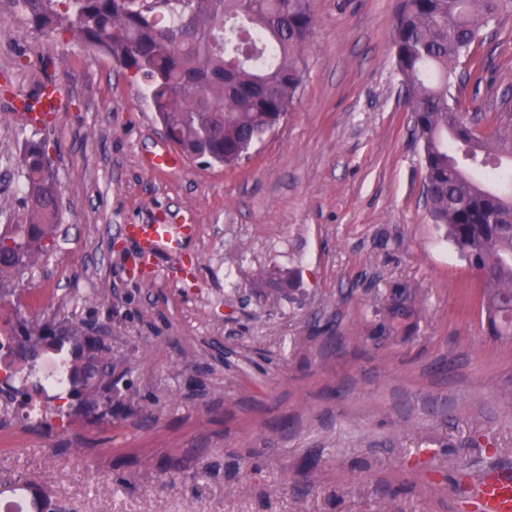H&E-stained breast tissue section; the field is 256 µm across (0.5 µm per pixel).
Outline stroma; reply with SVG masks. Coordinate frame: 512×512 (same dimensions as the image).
<instances>
[{
  "label": "stroma",
  "instance_id": "obj_1",
  "mask_svg": "<svg viewBox=\"0 0 512 512\" xmlns=\"http://www.w3.org/2000/svg\"><path fill=\"white\" fill-rule=\"evenodd\" d=\"M395 6L311 0L287 119L235 168L163 171L145 163L165 138L144 81L0 0V227L25 220V141L60 146L56 242L19 285L50 289L41 318H86L85 296L110 295L119 400L156 398L151 419L78 437L16 428L1 492L66 512H470L483 471L512 468V340L488 331L477 273L421 197ZM488 43L462 96L484 111L512 95V14ZM49 84L65 97L38 129L20 103ZM160 222L196 232L130 273L124 225ZM400 286L407 328L372 338Z\"/></svg>",
  "mask_w": 512,
  "mask_h": 512
}]
</instances>
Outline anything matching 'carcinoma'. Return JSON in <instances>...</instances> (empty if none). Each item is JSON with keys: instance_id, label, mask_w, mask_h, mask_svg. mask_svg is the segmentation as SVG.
I'll return each instance as SVG.
<instances>
[{"instance_id": "cac0c4a2", "label": "carcinoma", "mask_w": 512, "mask_h": 512, "mask_svg": "<svg viewBox=\"0 0 512 512\" xmlns=\"http://www.w3.org/2000/svg\"><path fill=\"white\" fill-rule=\"evenodd\" d=\"M40 32L100 49L147 82L170 141L206 164L234 167L288 115L302 88L303 48L314 28L310 0H11ZM512 0H400L391 48L413 131L421 143L425 204L456 252L481 276V310L494 336H512V97L470 129L458 92L484 58L485 34ZM27 224L0 234V292L47 253L59 224L60 182L43 139L18 158ZM410 294L379 324L409 319ZM77 318L16 317L8 335L22 346L40 336L79 347L93 331ZM119 366L97 350L89 365L110 400Z\"/></svg>"}]
</instances>
